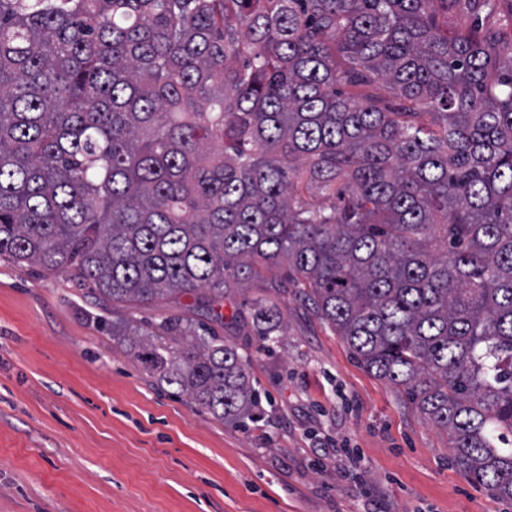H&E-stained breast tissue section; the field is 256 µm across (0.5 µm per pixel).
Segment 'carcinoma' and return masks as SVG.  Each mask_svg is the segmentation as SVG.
Listing matches in <instances>:
<instances>
[{"mask_svg":"<svg viewBox=\"0 0 512 512\" xmlns=\"http://www.w3.org/2000/svg\"><path fill=\"white\" fill-rule=\"evenodd\" d=\"M451 4L473 17L454 34ZM498 4L0 0V256L138 304L216 302L284 266L271 287L300 288L512 500V40L482 24ZM281 323L263 307L257 335ZM112 336L214 418L255 419L248 360L204 325Z\"/></svg>","mask_w":512,"mask_h":512,"instance_id":"cac0c4a2","label":"carcinoma"}]
</instances>
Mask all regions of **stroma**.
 <instances>
[{
	"label": "stroma",
	"mask_w": 512,
	"mask_h": 512,
	"mask_svg": "<svg viewBox=\"0 0 512 512\" xmlns=\"http://www.w3.org/2000/svg\"><path fill=\"white\" fill-rule=\"evenodd\" d=\"M282 269L231 288L215 330L263 419L214 418L151 380L111 325L205 319L195 295L111 303L72 270L0 257V512H512L454 465L447 433L367 372ZM284 315L256 336L255 304Z\"/></svg>",
	"instance_id": "obj_1"
}]
</instances>
